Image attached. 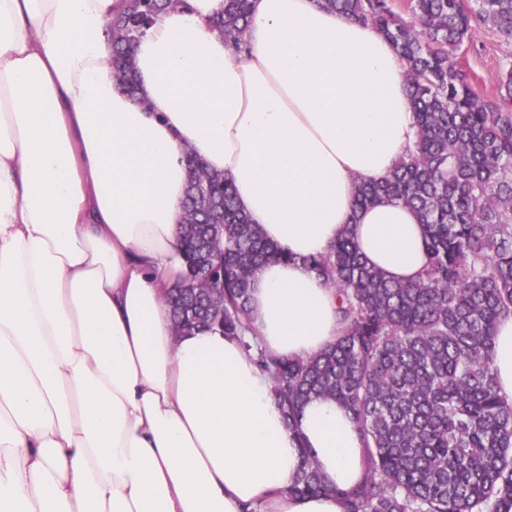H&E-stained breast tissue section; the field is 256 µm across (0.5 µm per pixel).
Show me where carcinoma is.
Instances as JSON below:
<instances>
[{"instance_id": "carcinoma-1", "label": "carcinoma", "mask_w": 512, "mask_h": 512, "mask_svg": "<svg viewBox=\"0 0 512 512\" xmlns=\"http://www.w3.org/2000/svg\"><path fill=\"white\" fill-rule=\"evenodd\" d=\"M184 0H122L110 22L112 69L135 92L132 57L161 13ZM380 31L404 68L413 146L386 175L358 185V208L402 202L425 228L426 264L408 282L368 265L347 227L304 263L338 300L340 335L306 358L268 355L250 318L259 269L288 254L236 205L231 180L190 161L180 247L184 280L165 302L175 333L236 338L272 386L288 428L304 404L330 398L364 443L357 486L328 484L301 449L290 496L334 494L344 512H512V400L493 368L499 320L512 314V66L495 100L458 76L456 53L480 20L512 40V0H320ZM251 0H225L215 27L247 50Z\"/></svg>"}]
</instances>
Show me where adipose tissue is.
<instances>
[{
    "label": "adipose tissue",
    "mask_w": 512,
    "mask_h": 512,
    "mask_svg": "<svg viewBox=\"0 0 512 512\" xmlns=\"http://www.w3.org/2000/svg\"><path fill=\"white\" fill-rule=\"evenodd\" d=\"M119 0H0V512H343L287 490L311 450L349 489L363 444L348 412L310 400L289 432L239 341L175 334L188 158L288 252L251 290L268 354L333 343L336 299L302 262L352 226L396 281L426 263L414 211L356 208L415 128L399 58L375 28L318 0H255L233 57L224 0L155 18L135 94L108 63ZM494 368L512 399V315Z\"/></svg>",
    "instance_id": "ef3b65f1"
}]
</instances>
